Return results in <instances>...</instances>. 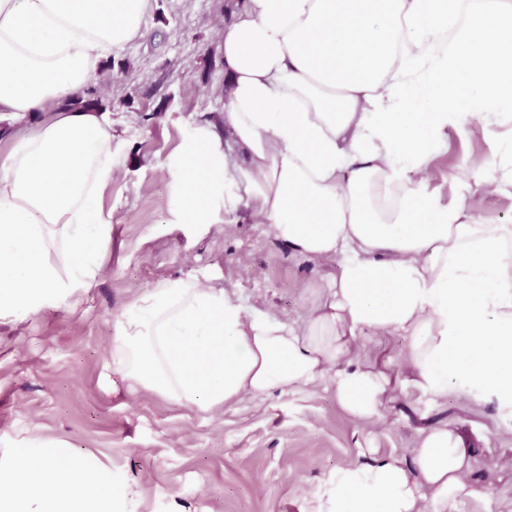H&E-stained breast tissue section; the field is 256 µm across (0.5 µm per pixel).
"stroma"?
<instances>
[{
    "mask_svg": "<svg viewBox=\"0 0 512 512\" xmlns=\"http://www.w3.org/2000/svg\"><path fill=\"white\" fill-rule=\"evenodd\" d=\"M228 0H154L142 38L114 63L124 72L112 102L116 176L102 205L114 226L104 270L65 304L0 323V462L37 457L44 444L87 455L116 486L131 487L116 512H311L339 467L393 457L411 461L420 433L445 425L463 438L469 495L448 512H512V415L496 402L437 404L403 384L402 336L361 337L349 355L368 364L392 355L398 380L376 424L355 421L325 379L272 390L204 413L107 381L112 322L161 277L229 279L241 303L292 323L316 301L329 271L293 255L248 206L220 224L174 223L168 162L196 125L224 106L218 33ZM494 139L480 124L450 133L430 168L441 203L466 169L486 167Z\"/></svg>",
    "mask_w": 512,
    "mask_h": 512,
    "instance_id": "stroma-1",
    "label": "stroma"
}]
</instances>
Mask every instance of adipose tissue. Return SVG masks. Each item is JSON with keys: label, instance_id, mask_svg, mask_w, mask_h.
Returning <instances> with one entry per match:
<instances>
[{"label": "adipose tissue", "instance_id": "adipose-tissue-1", "mask_svg": "<svg viewBox=\"0 0 512 512\" xmlns=\"http://www.w3.org/2000/svg\"><path fill=\"white\" fill-rule=\"evenodd\" d=\"M152 6L0 0V321L60 305L103 271L112 123L74 102ZM220 37L224 132L196 126L168 163L174 221L219 224L251 201L256 223L336 272L292 325L245 309L231 283L157 280L113 321V374L216 413L330 373L340 405L378 422L388 374L345 359L360 336H404L405 379L432 401L512 409V226L429 189L449 131L475 123L496 148L465 193L512 189V0H245ZM468 470L460 438L433 426L412 465L331 472L314 512H446ZM121 495L52 445L0 466V512H112Z\"/></svg>", "mask_w": 512, "mask_h": 512}]
</instances>
